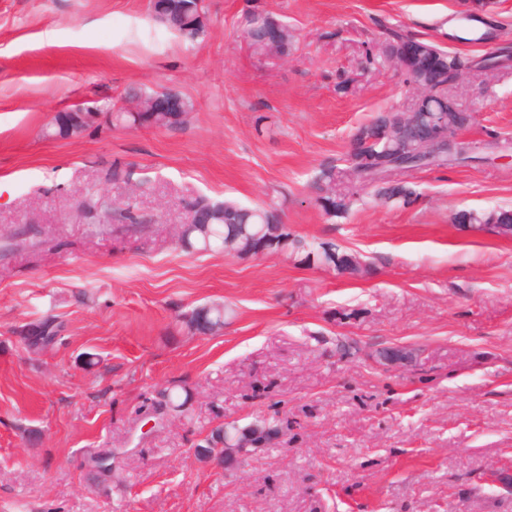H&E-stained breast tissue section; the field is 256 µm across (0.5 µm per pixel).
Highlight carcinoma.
I'll use <instances>...</instances> for the list:
<instances>
[{"label": "carcinoma", "mask_w": 512, "mask_h": 512, "mask_svg": "<svg viewBox=\"0 0 512 512\" xmlns=\"http://www.w3.org/2000/svg\"><path fill=\"white\" fill-rule=\"evenodd\" d=\"M173 7L166 13H157L154 19L167 30L187 40H195L205 32V12L193 14L188 6L194 0H171ZM276 19V16L247 12L240 22V37L246 43L252 55L260 60L269 58L266 43L263 41L264 25ZM408 37L397 32L391 33L381 44L383 56L393 61H401L407 71L418 75L430 85L432 99L420 105L422 112H445L448 105L441 102L444 98L442 86L453 82L464 69H486L491 59L464 60L457 55H450L438 45L422 41L420 48L423 54L434 60V66L422 71L413 58L402 57V48ZM295 36L288 23L283 21L280 26V56L286 57L294 47ZM181 111L176 114L160 112H89L87 118L73 124L67 114L57 117L58 134L69 137L88 129L96 122H104L112 126L137 124L146 127L168 128L182 126L186 117L194 109L191 98L180 96ZM395 126V111L392 109L377 113L366 125L354 134L352 142L355 151L346 155V170L359 185L360 190L371 186L377 188V195L386 200H398L408 206L416 199V192L406 180V176L414 170L426 167H448L466 165L477 162L480 157L472 152L469 144L455 140V129L444 125L439 127L442 149L434 151L426 146H416L407 156L396 157L388 152L391 147L389 137ZM336 166L323 168L319 176L320 203L324 213L330 217L342 215L352 204V196L348 192H336ZM91 218L98 219L100 224H110L114 220L129 224L141 223V216L136 213L134 201L127 200L117 206H108L101 195H89L81 200ZM187 222L180 238V246L186 250L200 251L221 250L227 254L238 256L249 255L256 243L265 242L273 252L292 248L296 252L311 255L315 252L305 240L292 235L288 226L283 223L277 207H246L234 202L219 201L207 196L197 195L182 202ZM455 221L459 224H511L512 209L499 208L488 214L461 211L456 214ZM361 258L353 253H339L336 259V270L356 274L360 272ZM185 327L199 334L217 333L224 327V306L215 304L191 311L182 320ZM63 325L52 317L30 325L24 332L23 340L33 350L45 348L61 340ZM224 427L215 428L210 435L198 444L202 448L199 455L218 465L224 464Z\"/></svg>", "instance_id": "1"}]
</instances>
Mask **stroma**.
<instances>
[{
  "label": "stroma",
  "mask_w": 512,
  "mask_h": 512,
  "mask_svg": "<svg viewBox=\"0 0 512 512\" xmlns=\"http://www.w3.org/2000/svg\"><path fill=\"white\" fill-rule=\"evenodd\" d=\"M462 4L204 0L191 41L150 0H0V236L43 239L0 257V512H512V240L453 221L512 207V60L449 89L482 163L417 171L410 206L368 190L333 218L313 187L412 93L379 52L389 30L512 57V0H493L480 43L451 36ZM249 11L288 22V57L251 56ZM133 86L190 97L188 124L46 137L57 113L131 108ZM142 180L153 223L79 222L87 194L121 202ZM199 194L275 203L293 235L363 268L184 250L181 201ZM212 302L223 331L188 332ZM46 316L63 338L30 351L20 332ZM174 384L186 404L159 412ZM258 417L281 431L259 456L198 458L211 429ZM110 450L103 488L86 460Z\"/></svg>",
  "instance_id": "35a3bbf8"
}]
</instances>
